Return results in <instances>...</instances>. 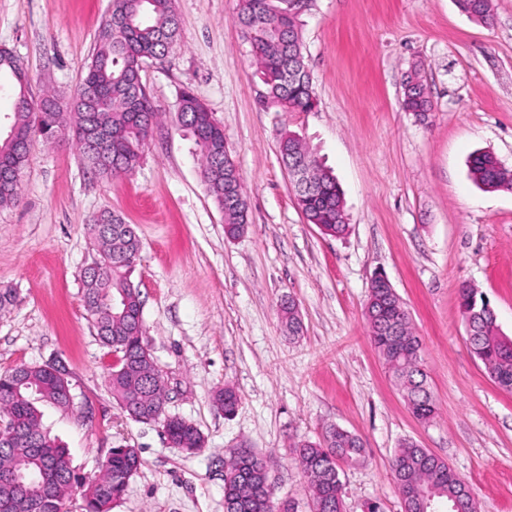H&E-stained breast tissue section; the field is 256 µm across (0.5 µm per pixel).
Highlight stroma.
I'll list each match as a JSON object with an SVG mask.
<instances>
[{"label":"stroma","mask_w":512,"mask_h":512,"mask_svg":"<svg viewBox=\"0 0 512 512\" xmlns=\"http://www.w3.org/2000/svg\"><path fill=\"white\" fill-rule=\"evenodd\" d=\"M112 0H0V47L23 63L34 99L69 109ZM178 41L141 77L160 122L132 172H87L71 137L35 139L18 202L0 208V371L61 361L76 396L41 404L43 423L78 477L101 473L111 449L142 465L113 512H224V459L238 446L266 459L276 502L311 512L293 447L337 424L365 442L344 468V512H401L391 460L415 439L473 488L477 512H512V392L471 353L458 289L477 288L512 337V191L485 192L468 161L491 151L512 169V0L484 24L456 0H312L302 17L311 112L267 104L237 0H175ZM417 68L433 110H403ZM190 90L224 128L250 210L230 239L208 193L176 105ZM316 149L345 197L349 233L307 223L279 151L282 130ZM136 225L132 279L144 300V341L163 372L167 410L197 425L205 446L169 445L158 423L133 421L112 398L118 356L103 347L82 302L80 271L95 251L88 226L103 211ZM384 271L422 340L437 403L428 422L409 411L370 337L364 307ZM301 318L288 334L279 308ZM232 386L240 406L213 403Z\"/></svg>","instance_id":"obj_1"}]
</instances>
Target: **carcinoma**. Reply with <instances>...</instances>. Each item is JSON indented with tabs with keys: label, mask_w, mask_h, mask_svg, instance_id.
<instances>
[{
	"label": "carcinoma",
	"mask_w": 512,
	"mask_h": 512,
	"mask_svg": "<svg viewBox=\"0 0 512 512\" xmlns=\"http://www.w3.org/2000/svg\"><path fill=\"white\" fill-rule=\"evenodd\" d=\"M312 0H238L237 20L250 44L265 85V99L283 112H311L317 97L306 69L299 35L301 16ZM179 20L174 0H112V10L102 21L98 45L86 66L85 76L72 99L69 112H54L45 128L38 114L56 106L53 98L33 101L21 61L0 48V75L15 81L16 103L0 133V207L13 204L20 195V181L35 135L49 141L69 133L76 141L84 165L95 175L109 179L135 169L158 111L141 82L145 60L168 56L177 42ZM403 107L419 120L428 119L430 93L410 71L404 80ZM177 123L194 139L203 181L224 213V231L230 238L248 224V201L240 173L236 172L224 141V129L190 91L180 93ZM105 134L102 151L91 140ZM281 160L287 170L300 166L309 186L296 185L298 207L310 224L324 234L343 237L349 231L341 213L343 194L335 176L305 141L279 135ZM469 173L486 191H512V170L489 151L475 153ZM97 257L81 273L83 307L99 341L119 354L109 385L112 398L128 418L159 422L174 446L192 454L204 447L201 431L191 421L166 411L164 385L154 357L142 354L143 300L132 281L139 260L137 228L110 211L100 213L89 225ZM462 316L472 324L470 350L481 361L490 379L512 392V339L504 336L497 317L477 290H459ZM366 318L370 339L402 387L410 411L430 420L436 410L427 375L419 368L422 343L412 328L411 317L398 298L376 292L368 298ZM281 321L290 332L298 331L296 306L285 301ZM56 363H21L0 373V512H61L75 491H80L85 512H111L123 499L130 478L142 464L139 450L113 448L103 462V474L84 484L75 480L67 449L44 428L36 402H50L60 409L73 404L63 393ZM214 403L231 417L240 398L226 386L214 395ZM296 460L307 478L312 512H343L339 468L364 461L363 439L339 426H331L318 442L295 445ZM392 471L403 512H438L445 502L448 512H476L471 487L455 475L448 463L412 439L403 440L392 459ZM224 512H297V505L276 507L267 486L264 459L253 449H234L224 463Z\"/></svg>",
	"instance_id": "obj_1"
}]
</instances>
